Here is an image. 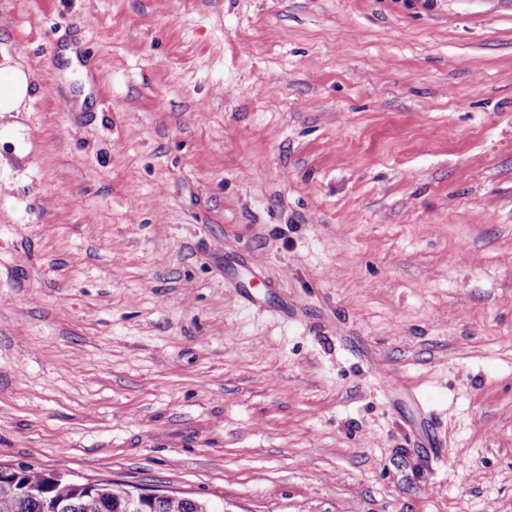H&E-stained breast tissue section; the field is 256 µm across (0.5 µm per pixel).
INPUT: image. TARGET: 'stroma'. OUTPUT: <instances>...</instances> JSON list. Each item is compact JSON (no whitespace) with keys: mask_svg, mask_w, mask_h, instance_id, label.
Wrapping results in <instances>:
<instances>
[{"mask_svg":"<svg viewBox=\"0 0 512 512\" xmlns=\"http://www.w3.org/2000/svg\"><path fill=\"white\" fill-rule=\"evenodd\" d=\"M0 465L226 512H512V0H0ZM29 90V76L21 67L0 62V119L6 114L20 112Z\"/></svg>","mask_w":512,"mask_h":512,"instance_id":"35a3bbf8","label":"stroma"}]
</instances>
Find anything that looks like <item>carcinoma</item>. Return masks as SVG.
I'll list each match as a JSON object with an SVG mask.
<instances>
[{"mask_svg": "<svg viewBox=\"0 0 512 512\" xmlns=\"http://www.w3.org/2000/svg\"><path fill=\"white\" fill-rule=\"evenodd\" d=\"M44 471L32 468L20 481L27 484L28 494L14 497L0 491V512H51L55 500L71 504L72 512H199L202 500L188 497L169 498L147 507L138 508L127 501V486L113 482H101L97 491L90 494L78 492L70 482L45 487Z\"/></svg>", "mask_w": 512, "mask_h": 512, "instance_id": "carcinoma-1", "label": "carcinoma"}]
</instances>
